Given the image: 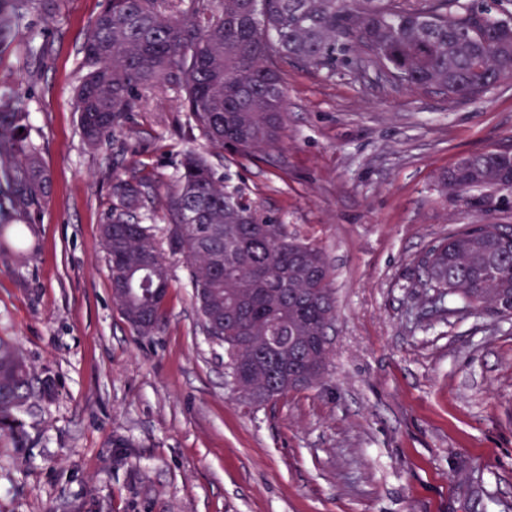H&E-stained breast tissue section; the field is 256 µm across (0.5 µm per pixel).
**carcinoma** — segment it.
Segmentation results:
<instances>
[{"instance_id": "obj_1", "label": "carcinoma", "mask_w": 512, "mask_h": 512, "mask_svg": "<svg viewBox=\"0 0 512 512\" xmlns=\"http://www.w3.org/2000/svg\"><path fill=\"white\" fill-rule=\"evenodd\" d=\"M59 0H0V45L34 10ZM88 71L75 91L85 142L99 148L148 92L185 94L195 125L215 147L244 155L277 146L288 113L281 64L322 68L336 56L394 86L476 101L512 79V17L472 0H109L84 43ZM20 98L0 94V241L17 251L52 195V179L25 127ZM166 200L170 254L184 258L202 329L224 346L227 374L245 401L263 405L320 384L336 318L323 251L288 234L259 206L224 186L206 157L186 152ZM442 196L481 211L512 201V156L497 147L460 158L439 179ZM101 226L113 304L139 336L160 329L170 269L143 224L145 184L112 183ZM420 285L463 307L512 318V224H464L421 263ZM34 377L20 347L0 339V439L22 438L16 411Z\"/></svg>"}]
</instances>
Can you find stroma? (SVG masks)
Here are the masks:
<instances>
[{"label":"stroma","instance_id":"obj_1","mask_svg":"<svg viewBox=\"0 0 512 512\" xmlns=\"http://www.w3.org/2000/svg\"><path fill=\"white\" fill-rule=\"evenodd\" d=\"M106 0L32 12L0 47L53 183L24 252L0 247V338L47 395L0 440V512H512V319L431 307L421 259L462 224H512L440 196L460 157L512 144V80L478 101L410 91L373 70L282 68L278 146L212 148L182 95L149 92L113 151L83 141L73 92ZM319 246L331 269L333 357L317 387L264 405L233 392L200 328L184 261L170 263L160 331L112 302L100 227L114 177L152 187L150 224L187 150Z\"/></svg>","mask_w":512,"mask_h":512}]
</instances>
